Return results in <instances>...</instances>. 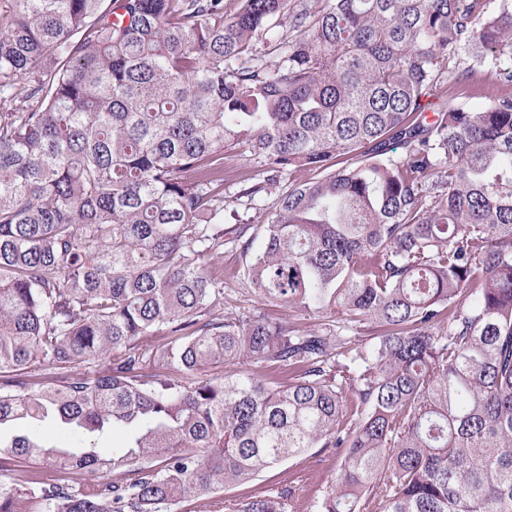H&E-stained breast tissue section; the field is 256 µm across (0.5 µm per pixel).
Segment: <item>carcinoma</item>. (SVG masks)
<instances>
[{
	"label": "carcinoma",
	"mask_w": 512,
	"mask_h": 512,
	"mask_svg": "<svg viewBox=\"0 0 512 512\" xmlns=\"http://www.w3.org/2000/svg\"><path fill=\"white\" fill-rule=\"evenodd\" d=\"M234 2L0 0V431L123 435L0 436V512H167L311 448L341 457L316 512H512V6ZM244 143L269 176L239 197L292 181L226 227ZM226 244L245 291L345 322L220 313ZM54 440L57 445L66 447L62 449L83 448L85 450L95 449L101 451L112 448V435L100 436L92 434L83 436L59 432L54 435Z\"/></svg>",
	"instance_id": "cac0c4a2"
}]
</instances>
